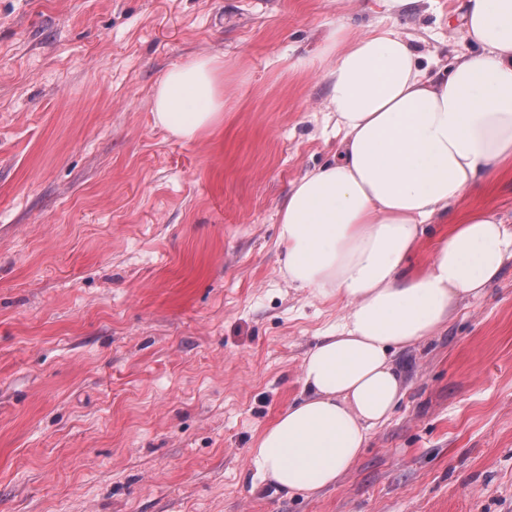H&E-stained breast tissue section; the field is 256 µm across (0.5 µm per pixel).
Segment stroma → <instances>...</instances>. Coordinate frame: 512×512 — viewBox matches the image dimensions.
I'll use <instances>...</instances> for the list:
<instances>
[{
    "instance_id": "1",
    "label": "stroma",
    "mask_w": 512,
    "mask_h": 512,
    "mask_svg": "<svg viewBox=\"0 0 512 512\" xmlns=\"http://www.w3.org/2000/svg\"><path fill=\"white\" fill-rule=\"evenodd\" d=\"M463 0H0V512H512V260L396 357L405 392L336 485L249 450L345 313L288 283L278 208L332 159L339 15L438 63ZM224 60V122L156 126L157 83ZM512 225V165L449 205Z\"/></svg>"
}]
</instances>
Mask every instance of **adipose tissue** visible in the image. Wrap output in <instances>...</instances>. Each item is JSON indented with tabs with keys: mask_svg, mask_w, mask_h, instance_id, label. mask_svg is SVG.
<instances>
[{
	"mask_svg": "<svg viewBox=\"0 0 512 512\" xmlns=\"http://www.w3.org/2000/svg\"><path fill=\"white\" fill-rule=\"evenodd\" d=\"M471 53L432 65L390 27L353 34L337 18L325 47L334 160L305 173L279 209L281 269L294 287L339 298L346 314L302 365L303 395L249 450L285 491L336 484L402 398L398 351L432 336L453 305L484 294L512 259V226L483 209L450 223L448 204L512 161V0H465ZM155 122L191 141L224 119V61L170 69ZM450 223L428 268L407 269L421 227Z\"/></svg>",
	"mask_w": 512,
	"mask_h": 512,
	"instance_id": "ef3b65f1",
	"label": "adipose tissue"
}]
</instances>
